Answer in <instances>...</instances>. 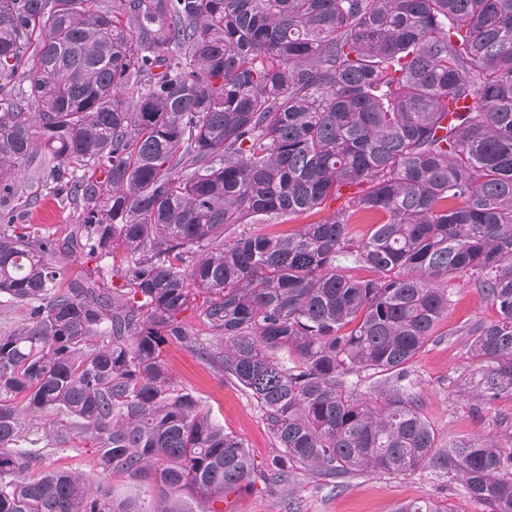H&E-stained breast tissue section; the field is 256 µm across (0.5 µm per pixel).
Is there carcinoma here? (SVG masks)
Instances as JSON below:
<instances>
[{"label": "carcinoma", "instance_id": "obj_1", "mask_svg": "<svg viewBox=\"0 0 512 512\" xmlns=\"http://www.w3.org/2000/svg\"><path fill=\"white\" fill-rule=\"evenodd\" d=\"M29 170L76 207L64 237L17 223ZM77 250L95 267L68 279ZM457 277L498 311L468 331L503 362L494 398L512 388V0H0V305L20 313L0 329V512H192L184 490L223 512L295 470L432 465L512 512V452L440 444L403 384ZM192 308L204 336L178 320ZM169 342L252 396L272 469L174 385ZM361 372L376 396L345 385ZM78 440L131 488L43 466Z\"/></svg>", "mask_w": 512, "mask_h": 512}]
</instances>
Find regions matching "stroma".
<instances>
[{"label": "stroma", "instance_id": "stroma-1", "mask_svg": "<svg viewBox=\"0 0 512 512\" xmlns=\"http://www.w3.org/2000/svg\"><path fill=\"white\" fill-rule=\"evenodd\" d=\"M29 193L36 202L24 211L22 223L64 235L76 219L72 206L37 184ZM496 316L474 281H457L454 303L435 335L407 365L406 383L443 442L492 439L510 452L512 391L493 399L484 396L483 379L498 362L473 357L466 334L475 322ZM163 357L173 381L210 405L225 430L245 441L255 463L268 467L276 450L265 417L244 389L180 344L166 345ZM422 499L449 505L453 512H484L458 479L438 467L401 475H348L336 483L298 472L281 487L259 483L240 490L234 512H390L395 504Z\"/></svg>", "mask_w": 512, "mask_h": 512}]
</instances>
